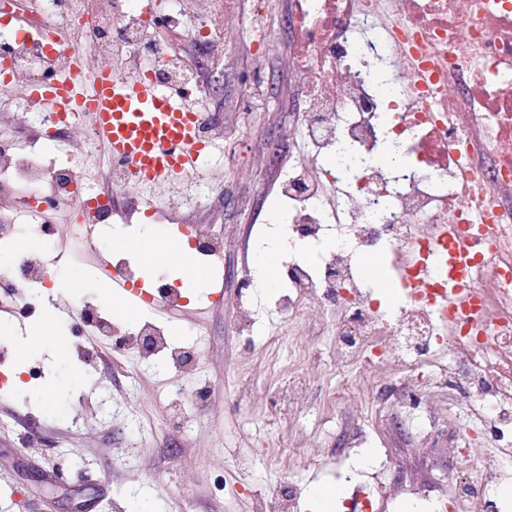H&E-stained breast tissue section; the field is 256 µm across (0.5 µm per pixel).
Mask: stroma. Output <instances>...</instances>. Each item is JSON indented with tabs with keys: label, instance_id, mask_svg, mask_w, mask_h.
<instances>
[{
	"label": "stroma",
	"instance_id": "obj_1",
	"mask_svg": "<svg viewBox=\"0 0 512 512\" xmlns=\"http://www.w3.org/2000/svg\"><path fill=\"white\" fill-rule=\"evenodd\" d=\"M269 2L265 56L247 58L229 40L222 60L203 74L212 88L204 108L225 135L222 152L188 173L197 187L188 207L223 235L219 262L206 264L208 279L197 296L176 307L137 288L112 291L118 304L139 307L142 321L178 331L179 342L199 343L196 370L185 376L165 359L147 364L134 354L126 368H116L111 337L73 336L87 303L135 329L118 305L105 306L102 267L123 262L145 280L142 264L121 244L141 225H111L91 252L66 234V208L50 211L38 252L54 261L55 277L79 274L83 285L59 289L54 301L71 337L67 354H0V512H74L80 502L84 512H261L260 495L285 480L306 491L297 512H312L308 493L317 486L340 490L337 512H360L362 478L344 448L351 429L363 424L375 428L367 453L389 451L396 481H421L437 496L449 491L451 479L496 458V432L475 422L453 387L424 391V401L444 410L428 431L392 396L402 380L399 362L383 364L374 396L350 390L359 369L333 359L334 313L313 307L287 320L255 285V323L242 321L236 298L255 271L257 248L288 236L287 226L269 217L281 208L275 188L288 162L287 150L275 144L298 101L295 79L283 66L292 32L289 0ZM228 72L233 80H225ZM257 79L264 102L242 111L245 87ZM40 316V305L15 302L9 279L0 278V336L25 335ZM133 368L142 373L135 385L127 375ZM292 380L303 385L298 402L288 415L273 413V393ZM201 386L207 401L197 406L193 394ZM144 417L151 431L139 428Z\"/></svg>",
	"mask_w": 512,
	"mask_h": 512
}]
</instances>
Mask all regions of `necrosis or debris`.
<instances>
[{
  "instance_id": "4bbe7bcc",
  "label": "necrosis or debris",
  "mask_w": 512,
  "mask_h": 512,
  "mask_svg": "<svg viewBox=\"0 0 512 512\" xmlns=\"http://www.w3.org/2000/svg\"><path fill=\"white\" fill-rule=\"evenodd\" d=\"M0 0V115L15 114L34 134L23 141L0 136V248L14 249L21 228L38 234L47 209L66 203L88 210L93 223L127 219L120 194L147 187L128 161H110L90 173L81 156L100 143L86 112L28 109L30 87L72 74L74 55L57 50L62 35L90 41L110 55L113 73L148 77L170 89L208 96L196 67L174 55L159 35L158 16L134 0ZM196 0H175L164 25L212 54L237 39L262 58L259 15L229 25L232 0H213L209 17ZM295 22L288 66L302 107L288 129L299 158L276 193L298 242L327 243L319 265L289 262L280 278V306L302 317L309 304L335 305L337 353L371 364L402 357L408 372L435 365L441 378L459 380L465 402L499 430L512 428V0H292ZM92 27H85V20ZM401 68L394 91L381 87L388 64ZM396 145L400 167L380 160L382 143ZM363 158L345 176L332 174L340 147ZM156 222L185 225L197 252L220 255L222 237L185 220L176 201L153 205ZM470 245L475 262L462 272L442 261L444 235ZM386 251L404 303L398 316L374 306L359 266L362 253ZM435 274L419 282L420 264ZM15 295L30 302L50 279L48 261L16 254L9 268ZM460 291L448 304L449 283ZM83 323L113 338L115 363L129 352L166 356L189 370L195 351L172 343L164 329L143 323L136 338L114 329L95 307ZM460 363L449 370L434 349ZM499 463L477 466L455 484L441 512H496L497 488L512 482V445Z\"/></svg>"
}]
</instances>
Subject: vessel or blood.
I'll return each instance as SVG.
<instances>
[{"instance_id":"b4317fda","label":"vessel or blood","mask_w":512,"mask_h":512,"mask_svg":"<svg viewBox=\"0 0 512 512\" xmlns=\"http://www.w3.org/2000/svg\"><path fill=\"white\" fill-rule=\"evenodd\" d=\"M29 95L37 105L90 110L108 154L131 161L142 178L158 183L196 168L205 147L201 114L190 96L162 91L145 77L80 68L66 81L34 86Z\"/></svg>"}]
</instances>
